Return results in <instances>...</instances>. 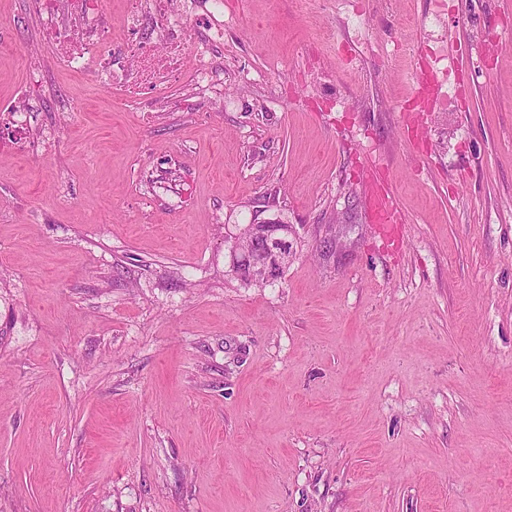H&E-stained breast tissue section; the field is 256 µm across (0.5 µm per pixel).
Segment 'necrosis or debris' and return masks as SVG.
I'll list each match as a JSON object with an SVG mask.
<instances>
[{"label": "necrosis or debris", "mask_w": 512, "mask_h": 512, "mask_svg": "<svg viewBox=\"0 0 512 512\" xmlns=\"http://www.w3.org/2000/svg\"><path fill=\"white\" fill-rule=\"evenodd\" d=\"M76 30L56 26L57 0H36L50 40L65 66L79 73H93L104 83H117L129 98L159 97L169 85L189 78L197 93L214 88L212 58L224 49V0H206L199 23L203 38L195 50V61L186 64L183 46L188 31L175 0H127L128 63L121 76L112 74V49L106 35V20L98 0H71Z\"/></svg>", "instance_id": "1"}]
</instances>
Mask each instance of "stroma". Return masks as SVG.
I'll use <instances>...</instances> for the list:
<instances>
[{
	"label": "stroma",
	"mask_w": 512,
	"mask_h": 512,
	"mask_svg": "<svg viewBox=\"0 0 512 512\" xmlns=\"http://www.w3.org/2000/svg\"><path fill=\"white\" fill-rule=\"evenodd\" d=\"M224 19L217 93L144 103L0 0V512H512V0ZM272 219L295 258L245 283ZM29 109L26 106H23L22 104H14V106L9 110V112H2L0 114V120L1 116L4 114H7L8 124L10 125V132L14 138L15 141L11 140L12 144H19L18 141L21 140L22 135L27 130L29 126ZM8 133V136L10 134ZM372 205L379 224H382V230L390 239H394L395 207L393 202L385 195L374 192L372 196Z\"/></svg>",
	"instance_id": "stroma-1"
}]
</instances>
